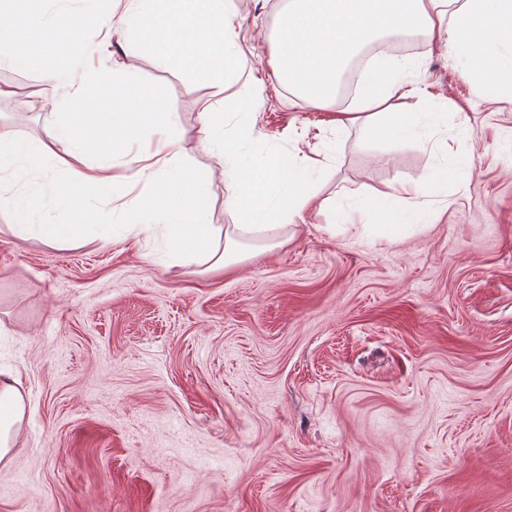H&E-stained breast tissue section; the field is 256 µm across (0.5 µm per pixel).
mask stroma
I'll return each mask as SVG.
<instances>
[{
  "mask_svg": "<svg viewBox=\"0 0 512 512\" xmlns=\"http://www.w3.org/2000/svg\"><path fill=\"white\" fill-rule=\"evenodd\" d=\"M283 0H230L237 83L138 50L74 60L124 70L165 94L186 141L208 102L236 138L241 86L253 139L336 162L315 173L329 210L239 235L230 271L177 258L163 224L89 227L53 248L0 213V369L25 412L0 462V512H512V98L462 75L446 38L413 53L438 113L415 136L320 126L277 71ZM0 83L42 89L41 66ZM24 142L50 110L0 102ZM208 223H235L214 160ZM456 179L383 225L352 216L351 191L405 178Z\"/></svg>",
  "mask_w": 512,
  "mask_h": 512,
  "instance_id": "stroma-1",
  "label": "stroma"
}]
</instances>
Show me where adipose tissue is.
Listing matches in <instances>:
<instances>
[{
    "label": "adipose tissue",
    "mask_w": 512,
    "mask_h": 512,
    "mask_svg": "<svg viewBox=\"0 0 512 512\" xmlns=\"http://www.w3.org/2000/svg\"><path fill=\"white\" fill-rule=\"evenodd\" d=\"M88 28L103 32L105 40L121 48L139 45L156 57L205 70L219 88L243 66L242 57L227 46L224 0H108L106 9L95 11L79 8L78 0H30L25 8L17 0H0V57L16 63L29 60L38 37L66 47L42 70L45 91L29 96L31 108L50 104L59 111L48 140L26 145L9 125L0 123V211L15 214L24 231L36 233L48 246L61 247L83 231L74 217L85 190L118 201L137 188L155 197L156 207L144 218L169 225L172 253H205L217 266L230 268L227 254L212 246L216 229L205 221L204 178L190 162L194 145L177 131L164 97L157 92L132 94L126 75L100 67L90 70L86 86L71 85L69 63L85 55L82 33ZM442 33L463 61L465 77L495 87L503 75L512 74V0H289L279 30L280 69L302 98L328 112V123L336 129L369 128L383 138L406 137L417 130L418 117L381 111L388 101L418 92L399 72L379 76L377 89L365 90L347 109L334 112L330 105L341 75L368 43L407 34L431 40ZM92 85L98 94L89 93ZM103 93L112 97L109 158L81 172L72 163L86 155L96 138L83 123L96 113ZM198 123L196 145L209 150L232 174L235 191L228 205L237 230L303 224L309 214L328 207L312 185V175L323 168V161L304 165L291 153L246 148L251 133L246 124L239 138L225 139L224 115L209 105L199 112ZM141 133L156 137L153 150L146 153L147 164L115 180L110 174L112 158ZM37 167L54 170L51 188L14 191L12 181ZM47 208L56 214L57 223H33V215ZM23 415L17 379L0 371V461L9 458L12 429Z\"/></svg>",
    "instance_id": "1"
}]
</instances>
